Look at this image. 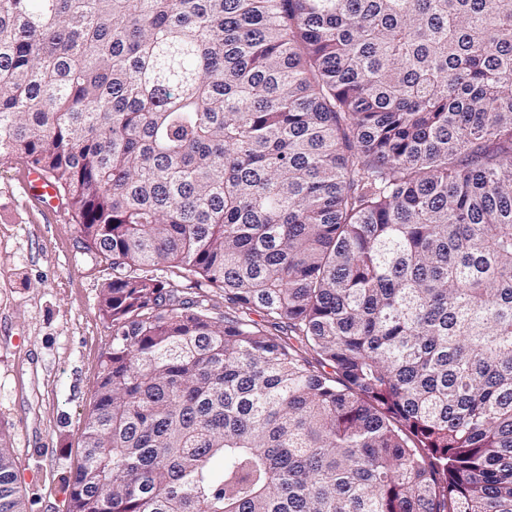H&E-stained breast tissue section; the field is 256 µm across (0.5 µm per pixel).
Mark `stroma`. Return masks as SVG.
I'll list each match as a JSON object with an SVG mask.
<instances>
[{
	"instance_id": "obj_1",
	"label": "stroma",
	"mask_w": 512,
	"mask_h": 512,
	"mask_svg": "<svg viewBox=\"0 0 512 512\" xmlns=\"http://www.w3.org/2000/svg\"><path fill=\"white\" fill-rule=\"evenodd\" d=\"M25 160L0 162V428L28 512H69L84 420L112 330L99 310L112 269L82 243L71 210L24 188Z\"/></svg>"
}]
</instances>
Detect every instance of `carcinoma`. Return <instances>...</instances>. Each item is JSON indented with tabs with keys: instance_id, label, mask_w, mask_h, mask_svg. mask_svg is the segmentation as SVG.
<instances>
[{
	"instance_id": "carcinoma-1",
	"label": "carcinoma",
	"mask_w": 512,
	"mask_h": 512,
	"mask_svg": "<svg viewBox=\"0 0 512 512\" xmlns=\"http://www.w3.org/2000/svg\"><path fill=\"white\" fill-rule=\"evenodd\" d=\"M13 157L112 266L69 512H512V0H0Z\"/></svg>"
}]
</instances>
